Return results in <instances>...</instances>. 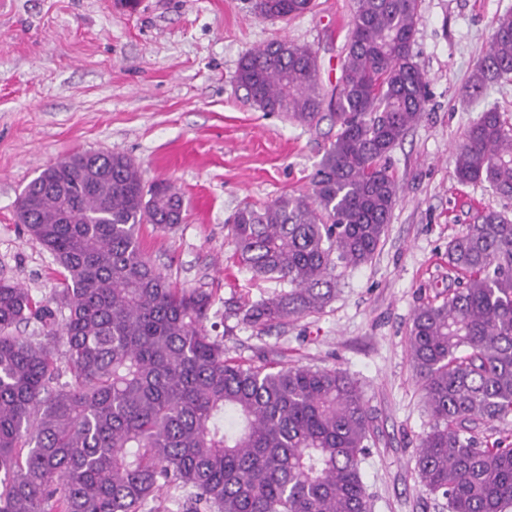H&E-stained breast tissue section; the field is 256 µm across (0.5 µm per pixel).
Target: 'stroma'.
I'll return each mask as SVG.
<instances>
[{"mask_svg":"<svg viewBox=\"0 0 512 512\" xmlns=\"http://www.w3.org/2000/svg\"><path fill=\"white\" fill-rule=\"evenodd\" d=\"M352 0H315L289 23L257 16L251 0H0V279L52 297L59 271L26 235L17 202L47 166L75 151L131 158L145 182L182 194L183 220L142 225L147 257L173 286L212 294L206 329L226 357L347 371L360 383L374 440L361 463L372 512H448L421 483L415 457L432 424L409 361L415 310L441 303L462 277L448 243L477 214L512 219V199L454 175L453 149L490 106L512 119V80L470 87L491 22L512 0H419L413 47L428 79L419 121L388 156L399 201L380 250L348 269L318 313L266 329L235 310L281 291L238 265L236 210L305 194L336 124L263 112L236 84L248 51L285 37L311 46L331 94L340 76Z\"/></svg>","mask_w":512,"mask_h":512,"instance_id":"stroma-1","label":"stroma"}]
</instances>
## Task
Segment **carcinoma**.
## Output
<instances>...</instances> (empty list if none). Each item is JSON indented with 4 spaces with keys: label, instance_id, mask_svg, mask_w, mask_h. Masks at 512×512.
<instances>
[{
    "label": "carcinoma",
    "instance_id": "cac0c4a2",
    "mask_svg": "<svg viewBox=\"0 0 512 512\" xmlns=\"http://www.w3.org/2000/svg\"><path fill=\"white\" fill-rule=\"evenodd\" d=\"M313 7L253 3L270 21ZM418 13L419 0H354L329 98L308 45L284 38L241 58L237 83L259 110L311 126L327 106L338 126L312 194L234 215L239 263L288 283L240 309L251 326L320 312L340 270L368 263L383 242L398 199L384 159L427 103ZM511 77L506 12L472 91ZM454 173L512 199V121L498 107L466 130ZM24 194L25 230L60 268L61 288L37 300L0 280V512H139L165 488L188 491L185 512H371L361 473L370 416L357 382L336 368L224 358L204 325L212 295L172 287L146 257L141 226L182 221L170 182L148 185L130 158L87 151ZM448 263L463 286L420 306L409 331L432 419L416 469L448 512H512V443L481 447L470 435L498 422L512 436V221L479 215L448 242ZM23 323L43 335H16Z\"/></svg>",
    "mask_w": 512,
    "mask_h": 512
}]
</instances>
